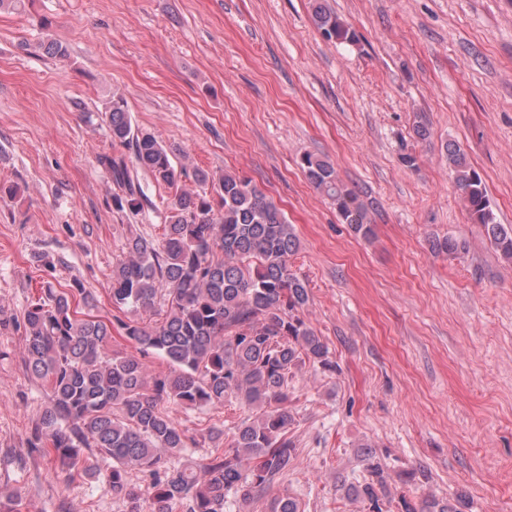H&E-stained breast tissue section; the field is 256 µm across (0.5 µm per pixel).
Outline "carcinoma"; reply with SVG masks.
<instances>
[{
    "label": "carcinoma",
    "mask_w": 512,
    "mask_h": 512,
    "mask_svg": "<svg viewBox=\"0 0 512 512\" xmlns=\"http://www.w3.org/2000/svg\"><path fill=\"white\" fill-rule=\"evenodd\" d=\"M313 22L328 41H358L321 0ZM35 51L67 55L49 35ZM106 119L112 145L130 151L138 168L173 190L165 232L127 239L112 267L113 319L91 314L94 297L77 280L62 290L46 285L25 309L23 360L49 389L28 447L54 457L70 477H94L98 457L111 460L106 490L128 512H144L146 500L149 512H230V497L254 501L292 468L297 448L288 437L294 420L288 385L294 370L306 363L331 368L327 346L301 316L309 294L292 270L299 239L285 212L251 179L198 168L190 175L176 165L161 140L132 124L123 96L112 95ZM445 154L466 210L512 262V226L495 222L486 187L461 146L450 141ZM99 164L123 190L112 196L115 208L138 213L143 191L123 156L104 155ZM300 165L342 223L363 239L374 236L372 203L327 157L305 152ZM188 177L192 188L183 184ZM431 247L447 255L465 250L450 236L432 238ZM136 312L148 320L123 319ZM115 325L143 352L167 360L171 371L156 375L145 358L110 352ZM230 400L259 414L236 425L227 442L214 427L191 436L170 415L173 406L204 411ZM201 440L213 443L204 462L182 458ZM133 470L149 474L147 488L131 482ZM364 470L362 482L344 479L340 489L383 512L380 497L391 495L387 465L368 454ZM401 503L403 512H457L434 497L417 507L404 497ZM268 512L305 510L285 495L273 499Z\"/></svg>",
    "instance_id": "cac0c4a2"
}]
</instances>
